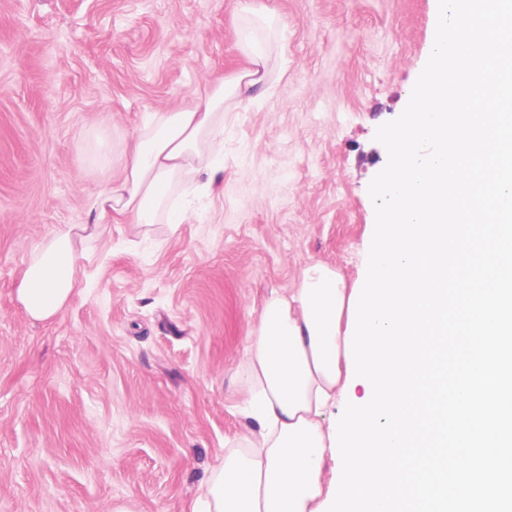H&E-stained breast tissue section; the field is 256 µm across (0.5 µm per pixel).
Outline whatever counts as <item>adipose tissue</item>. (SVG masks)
Here are the masks:
<instances>
[{
    "mask_svg": "<svg viewBox=\"0 0 512 512\" xmlns=\"http://www.w3.org/2000/svg\"><path fill=\"white\" fill-rule=\"evenodd\" d=\"M288 26L275 10L242 7L236 50L244 65L197 91L191 105L150 113L118 141V173L93 198L89 224H66L27 261L16 290L28 316L59 314L81 286L77 258L109 225L139 236L154 225L177 231L190 213L180 197L212 191L224 154V114L271 91L283 75ZM349 295L341 274L307 265L300 284L265 301L244 362L247 415L254 429L206 483V512H316L324 503L331 453L327 415L340 399L347 360L341 321Z\"/></svg>",
    "mask_w": 512,
    "mask_h": 512,
    "instance_id": "1",
    "label": "adipose tissue"
}]
</instances>
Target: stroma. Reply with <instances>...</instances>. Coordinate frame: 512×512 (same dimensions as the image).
I'll use <instances>...</instances> for the list:
<instances>
[{
    "label": "stroma",
    "mask_w": 512,
    "mask_h": 512,
    "mask_svg": "<svg viewBox=\"0 0 512 512\" xmlns=\"http://www.w3.org/2000/svg\"><path fill=\"white\" fill-rule=\"evenodd\" d=\"M288 22V71L229 113L194 219L113 224L65 308L16 298L32 252L90 223L112 141L232 74L239 8ZM436 0H0V512H194L252 427L240 385L271 292L320 262L354 286L368 187L423 70Z\"/></svg>",
    "instance_id": "1"
}]
</instances>
